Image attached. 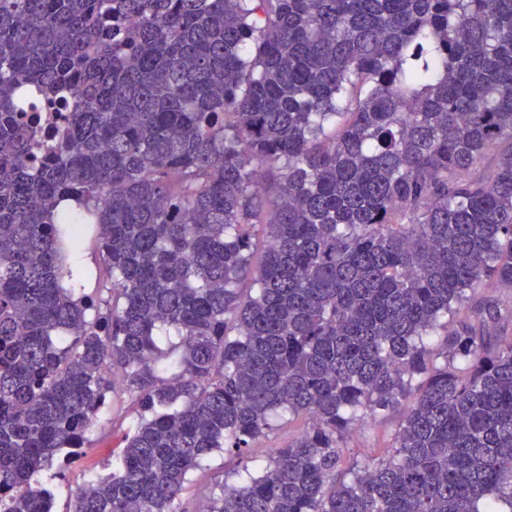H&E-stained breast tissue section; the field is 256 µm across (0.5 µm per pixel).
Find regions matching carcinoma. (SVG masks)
Here are the masks:
<instances>
[{
  "label": "carcinoma",
  "instance_id": "1",
  "mask_svg": "<svg viewBox=\"0 0 512 512\" xmlns=\"http://www.w3.org/2000/svg\"><path fill=\"white\" fill-rule=\"evenodd\" d=\"M506 140L512 0H0L4 512H51L114 372L140 418L69 512H176L215 451L245 482L205 512H512V304L463 309L512 292ZM88 224L102 308L65 286ZM399 417V412H395L386 421L369 418L365 423L354 426L346 440L347 457L360 459L369 456L378 459L384 456L387 448L393 444ZM307 429L306 420L302 417H289L288 416L280 421L273 430L267 433V436L259 441L257 448L253 451L260 458V460H266L268 453L274 448H285L288 441L294 437L302 434Z\"/></svg>",
  "mask_w": 512,
  "mask_h": 512
}]
</instances>
